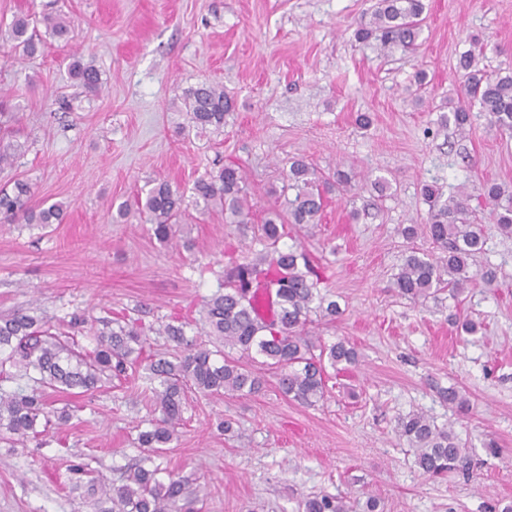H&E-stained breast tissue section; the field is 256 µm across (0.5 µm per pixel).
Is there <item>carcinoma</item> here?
<instances>
[{"label":"carcinoma","instance_id":"obj_1","mask_svg":"<svg viewBox=\"0 0 512 512\" xmlns=\"http://www.w3.org/2000/svg\"><path fill=\"white\" fill-rule=\"evenodd\" d=\"M423 13V0H378L371 19L359 23L355 37L362 42L376 41L382 51H413L422 31ZM41 22L54 39L69 43L75 37L74 25L56 14L43 13ZM6 40L26 56L37 54L42 45L27 15L13 20ZM456 68L465 77V98L479 103L496 130L512 135V71L490 74L480 67L479 55L472 51L459 55ZM69 75L86 95L100 93L101 74L92 63L73 59ZM183 105L191 126L200 133L223 128L232 109L224 87L210 81L187 90ZM439 123L443 128L451 123L462 132L470 125V112L460 103L451 114L441 115ZM353 179L342 170L325 176L296 159L289 167L288 185L281 190V207L270 209L256 227L244 173L235 163L198 178L189 199L168 181L159 180L137 198L135 207L120 204L113 222L126 223L137 216L151 225L152 234L162 244L176 236L177 220L189 205L217 208L224 213V223L235 225L244 237L251 236L255 249L250 258H230L224 283L204 302L208 342L188 336L191 324L187 322L167 323L158 329V334L181 349L179 355H145L144 331L125 318L101 321L91 336L94 347L90 350L74 337L54 331L53 324L42 317L23 311L1 318L0 382L24 379L30 389L0 386V442L13 447L39 434L36 427L40 422L46 428L53 422L65 425L75 417L78 406L54 410L49 394L79 395L108 389L141 363L148 371L146 381L159 413L149 421L150 427L138 434V445L147 452L145 462L159 458L184 425L189 389L204 396L252 395L263 388L264 372L270 371L282 394L315 405L326 392L327 368L352 366L358 355L344 339L327 344L309 336L307 326L314 323V317L334 319L340 308L321 291L325 276L319 262L301 244L281 248L279 242L289 235L290 224H316L327 196L352 192ZM471 197L461 191L431 208L424 230L441 256L411 250L394 275L393 288L399 295L416 301L446 288L450 298L462 303L461 296L476 281V275L470 273V260L485 247L484 234L472 218ZM479 197L492 206L491 215L500 232L512 236V193L486 182ZM66 210L61 202L32 206L31 186L24 180L15 181L10 191L0 189V216L7 220L61 224ZM254 288L275 291L277 310L272 319L260 321L255 316L249 305ZM438 395L448 409L463 414L469 411L470 400L458 387H440ZM398 433L414 449L416 464L424 474L443 478L451 471L469 473V449L453 429L436 426L425 413L413 411L400 418ZM73 474V488L84 490L93 512H200L192 480L158 465L152 469L140 463L127 467L118 486L81 465L74 466ZM303 509L351 512L343 498L333 494L310 497L303 502Z\"/></svg>","mask_w":512,"mask_h":512}]
</instances>
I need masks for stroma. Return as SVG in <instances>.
Instances as JSON below:
<instances>
[{"label": "stroma", "instance_id": "stroma-1", "mask_svg": "<svg viewBox=\"0 0 512 512\" xmlns=\"http://www.w3.org/2000/svg\"><path fill=\"white\" fill-rule=\"evenodd\" d=\"M377 0H0V29L45 4L74 24L65 44L44 37L25 57L0 40V188L27 181L32 205L65 203L63 223L0 222V317L34 311L53 324L86 325L122 311L151 327L146 349L171 353L156 326L180 318L203 332L202 304L224 278V250L247 251L220 212L188 207L185 235L163 245L147 225L116 224L111 207L133 201L148 181L191 190L214 167L245 172L255 223L275 200L292 160L321 173L354 171L355 194L332 200L299 240L324 254L328 292L342 313L311 325L312 336L350 341L358 363L337 373L324 400L308 407L285 397L273 374L250 396L188 392L186 424L160 457L162 467L196 478L202 512H300L308 496L330 493L350 505L375 497L379 512H503L512 506V237L490 207L472 200L486 237L472 268L496 272L493 288L414 302L392 282L410 248L426 236L401 229L424 223L421 194L440 198L492 180L512 190V137L478 105L465 133L439 116L462 96L460 53L482 45L487 71L512 66V0H423L416 52L381 54L356 40ZM83 56L103 89L85 96L68 64ZM425 71V85L414 79ZM223 85L235 109L221 131L197 133L180 106L199 82ZM370 118L361 127L358 115ZM391 188L378 197L372 183ZM195 247L186 250L184 238ZM478 323L458 332L459 319ZM144 372L122 386L77 397L68 424L15 448L0 447V512H92L71 488L69 466L119 478L142 450L136 425L153 418ZM470 399L461 416L436 386ZM412 411L455 430L472 450V473L433 480L396 432ZM233 423L232 433L218 428ZM495 440L498 454L484 444Z\"/></svg>", "mask_w": 512, "mask_h": 512}]
</instances>
